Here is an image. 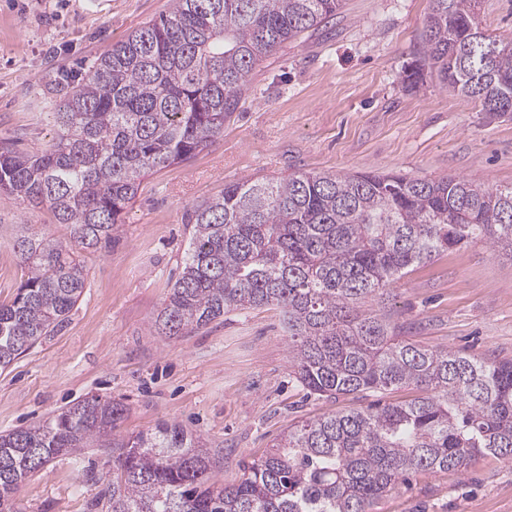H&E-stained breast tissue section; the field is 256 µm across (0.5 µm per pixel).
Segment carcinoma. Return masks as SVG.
Masks as SVG:
<instances>
[{"mask_svg": "<svg viewBox=\"0 0 512 512\" xmlns=\"http://www.w3.org/2000/svg\"><path fill=\"white\" fill-rule=\"evenodd\" d=\"M424 65L487 112H512V47L484 34L477 0H431ZM342 0H172L62 86L57 136L35 151L0 140V195L46 205L69 241L21 234L26 273L0 304V368L66 322L86 286L77 253L112 231L150 172L214 145L250 74L285 43L336 16ZM190 247L152 327L180 336L224 314L284 311L296 379L332 398L412 388L308 420L239 483L181 426L117 445L111 512H367L414 472L464 471L481 455L512 462V361H478L396 333L384 304L407 269L482 239L512 254V186L464 177L299 172L242 179L187 211ZM124 406L93 397L0 435V508L54 457L77 455Z\"/></svg>", "mask_w": 512, "mask_h": 512, "instance_id": "cac0c4a2", "label": "carcinoma"}]
</instances>
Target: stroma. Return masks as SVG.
I'll return each instance as SVG.
<instances>
[{"label":"stroma","mask_w":512,"mask_h":512,"mask_svg":"<svg viewBox=\"0 0 512 512\" xmlns=\"http://www.w3.org/2000/svg\"><path fill=\"white\" fill-rule=\"evenodd\" d=\"M171 0H0V140L34 150L55 132L61 73L99 55ZM430 0H344L335 19L256 65L215 146L144 177L109 249L81 252L87 286L68 320L0 370V433L99 396L126 412L112 436L28 478L13 512H108L113 440L163 423L199 436L215 481L231 485L302 421L367 406L321 398L295 379L282 310L226 314L182 336L152 321L189 247L184 215L240 179L298 172L460 176L512 185V112L492 115L437 78L405 79L424 53ZM483 31L512 46V0H483ZM70 236L46 207L0 196V304L24 277L20 227ZM399 335L478 359H512V257L477 240L410 268L384 304ZM368 512H512V463L484 455L465 471L413 473Z\"/></svg>","instance_id":"obj_1"}]
</instances>
